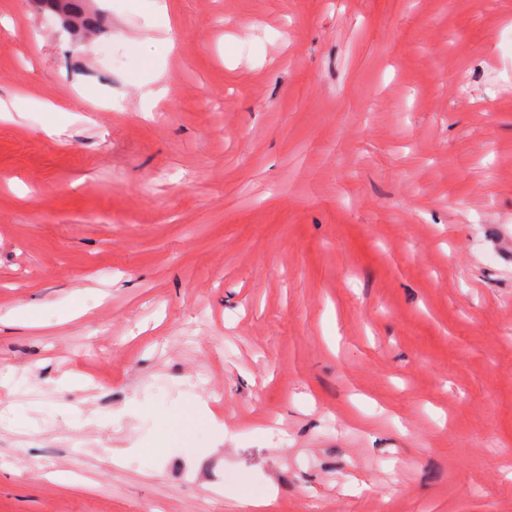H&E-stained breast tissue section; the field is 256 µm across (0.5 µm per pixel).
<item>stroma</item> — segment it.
Here are the masks:
<instances>
[{
  "label": "stroma",
  "instance_id": "35a3bbf8",
  "mask_svg": "<svg viewBox=\"0 0 512 512\" xmlns=\"http://www.w3.org/2000/svg\"><path fill=\"white\" fill-rule=\"evenodd\" d=\"M166 2L0 0V512H512V0ZM41 1V10L50 11L56 15L62 14L74 15L81 20L84 30L92 28L97 23V20L86 15L81 0H39Z\"/></svg>",
  "mask_w": 512,
  "mask_h": 512
}]
</instances>
